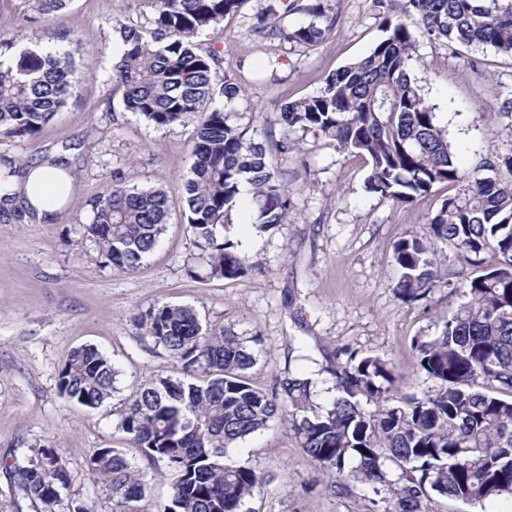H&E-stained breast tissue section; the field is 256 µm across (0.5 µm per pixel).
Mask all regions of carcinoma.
I'll use <instances>...</instances> for the list:
<instances>
[{"instance_id":"1","label":"carcinoma","mask_w":512,"mask_h":512,"mask_svg":"<svg viewBox=\"0 0 512 512\" xmlns=\"http://www.w3.org/2000/svg\"><path fill=\"white\" fill-rule=\"evenodd\" d=\"M67 0H31L32 23L63 9ZM243 0H152L147 26L116 28L124 50L115 66L123 105L156 127L198 116L182 205L185 230L198 253L186 273L205 280H236L254 268L239 243L224 234L229 212L244 193L276 201L252 223L261 231L288 224L271 152L230 122L227 109L238 84L217 83L195 37L223 32L224 17ZM387 36L365 57L336 70L315 94L280 106L278 148L288 151L300 129L368 158L370 192L411 204L440 183L454 194L426 217V234L406 233L393 245L395 293L407 302L428 299L440 282L435 245L465 256L472 267L463 301L444 317L438 334L419 336L418 371L437 381L431 395L407 397L393 388L389 360L350 355L337 376L328 407L312 400L304 370L288 373L281 392L269 394L249 378L257 358L251 344L224 324L203 321L187 305L159 301L137 327L163 349L180 373L136 386L113 407L115 428L150 464L163 463L170 491L155 512H244L265 482L247 463L227 459L230 449L275 420L284 422L318 469L360 484L377 499L375 512H419L437 495L473 508L512 497V151L460 169L456 151L434 108L411 78L413 42L407 22L386 17L387 0H375ZM314 21L292 31L268 25L271 6L251 18L268 37L313 46L335 30L319 4ZM404 14L436 39L491 46L512 53V0H405ZM14 38L0 36V127L33 135L66 104L74 61L47 34L13 54ZM224 105H216V99ZM173 203L158 187L114 185L91 201L87 236L105 266L137 270L164 234ZM110 357L87 345L71 351L58 373L59 393L95 409L115 392ZM400 476L388 478V464ZM89 470L112 495L115 512H131L151 473L118 448H99ZM70 486L61 452L40 446L22 472L24 494L42 512H61L59 495Z\"/></svg>"}]
</instances>
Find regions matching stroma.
<instances>
[{
	"label": "stroma",
	"instance_id": "obj_1",
	"mask_svg": "<svg viewBox=\"0 0 512 512\" xmlns=\"http://www.w3.org/2000/svg\"><path fill=\"white\" fill-rule=\"evenodd\" d=\"M313 0H245L239 14L224 19L222 40L202 33L200 53H215L217 76L236 78L240 88L231 121L273 149L278 179L290 204L284 229L265 233L246 224L257 205L241 197L231 213V236L257 263L237 280L202 282L184 263L193 251L179 206L190 167L194 118L157 128L124 111L113 77L117 58L113 29L143 25L153 15L150 0H68L42 23L23 21L25 0H0V34L17 35V48L62 36L76 68L66 106L42 131L16 137L0 129V157L14 164L47 157L67 161L76 191L57 216L41 221L0 217V512H40L20 487L33 447L60 450L70 475L69 507L112 512L104 485L88 470L99 448L124 449L141 465L113 425L112 405L89 409L60 396L58 372L70 352L92 345L112 359L118 398L177 366L153 347L134 324L135 316L163 300L195 307L203 319L258 336L253 384L273 391L277 379L305 369L314 399L335 397L334 369L349 354L390 360L394 386L406 394L434 392L436 381L419 374L412 342L437 333L441 320L461 301V258L441 248L442 287L427 302L408 303L393 291L397 270L393 244L423 232L427 214L451 192L445 184L401 206L366 187V159L341 151L334 141L303 131L281 153L277 145L280 105L316 93L340 67L370 53L383 38L373 0H327L334 32L303 47L261 37L247 17L267 6L275 23L294 29L311 20ZM410 74L433 106L437 122L460 153L464 166L512 150V55L429 37L414 26ZM280 59L265 67L267 55ZM138 183L163 188L173 200L169 225L158 247L131 274L104 267L98 245L83 226L90 202L112 185ZM232 459L260 470L266 482L248 500L247 512H372L361 486L319 472L286 425L275 421L240 447Z\"/></svg>",
	"mask_w": 512,
	"mask_h": 512
}]
</instances>
